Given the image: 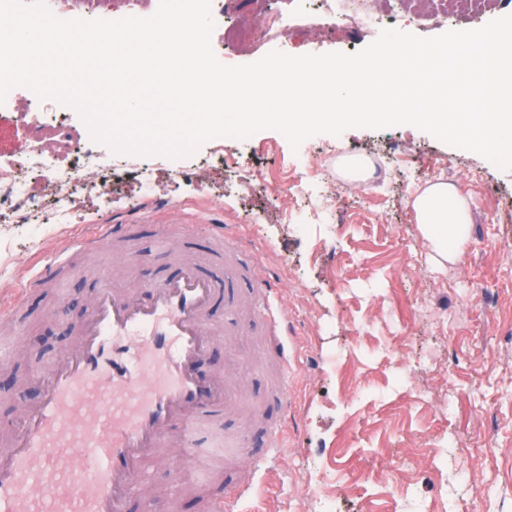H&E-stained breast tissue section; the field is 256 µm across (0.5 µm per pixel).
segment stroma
Listing matches in <instances>:
<instances>
[{
    "label": "stroma",
    "mask_w": 512,
    "mask_h": 512,
    "mask_svg": "<svg viewBox=\"0 0 512 512\" xmlns=\"http://www.w3.org/2000/svg\"><path fill=\"white\" fill-rule=\"evenodd\" d=\"M388 24L433 37L474 27L467 17L437 18L434 0H386ZM287 0H232L231 24L263 32ZM376 30L352 20L335 28L288 27L291 55L351 54L373 42ZM67 142L75 168L107 157L78 112L45 113ZM34 138L13 107L0 108V160L20 161ZM371 156L377 169L365 182L338 172L341 156ZM319 175L306 178V164ZM448 165L471 203L469 241L459 262L441 272L425 261L410 195ZM111 195L85 198L74 223H52L48 213L17 224L0 209V294H10L93 224H139L138 255L121 263L109 251L77 252L75 275L56 288L26 297L20 318L0 324L13 347L0 369V433L18 419L47 365L70 340L63 320L81 315L101 283L147 296L148 282L171 268L152 225L196 227L192 251L205 258L211 225L231 224L260 259L259 270L281 288L293 344L287 412L269 406L265 392L280 371L268 340L243 308L217 307L212 322L244 324L241 335L216 338L203 362L220 372L240 362L247 395L239 409L214 418L216 430L235 436L256 455L267 424L281 421L287 446L275 472L262 474L255 497L240 512H313L316 494L336 497V512H391L394 500L416 494L441 501L456 481L449 464L424 456L440 440L472 442V486L466 512H512V169L440 142L411 125L319 134L291 149L278 131L245 140H211L193 154L171 159L141 156L114 162ZM376 287V296L364 295ZM431 304L439 321L421 319ZM371 318L368 331L358 330ZM408 366L412 385L393 382L390 348ZM431 394L421 400L420 391ZM497 450L485 458L482 438Z\"/></svg>",
    "instance_id": "obj_1"
}]
</instances>
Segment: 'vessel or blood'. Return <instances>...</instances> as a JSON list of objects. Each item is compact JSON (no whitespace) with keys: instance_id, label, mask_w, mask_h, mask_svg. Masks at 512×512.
Listing matches in <instances>:
<instances>
[{"instance_id":"vessel-or-blood-1","label":"vessel or blood","mask_w":512,"mask_h":512,"mask_svg":"<svg viewBox=\"0 0 512 512\" xmlns=\"http://www.w3.org/2000/svg\"><path fill=\"white\" fill-rule=\"evenodd\" d=\"M138 233V225L112 224L77 246L98 251ZM156 235L181 250L193 240L187 224L157 225ZM212 250L223 279L184 259L151 283L147 299L104 285L80 322L69 323L74 346L56 356L35 403L0 436V512H126L148 490V463L169 448L177 451L176 467L193 471L216 445L200 435V424L231 412L244 396L232 371H199L215 338L208 320L216 300L247 297L274 356L287 362L288 316L244 238L215 225ZM67 258L60 249L26 290L0 304V319L13 318L27 290L56 280ZM224 455L239 466L210 495L206 512H236L263 470V460L240 456L238 446H225Z\"/></svg>"}]
</instances>
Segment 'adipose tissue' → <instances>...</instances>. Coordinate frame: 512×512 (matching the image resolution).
I'll return each instance as SVG.
<instances>
[{"label":"adipose tissue","instance_id":"adipose-tissue-1","mask_svg":"<svg viewBox=\"0 0 512 512\" xmlns=\"http://www.w3.org/2000/svg\"><path fill=\"white\" fill-rule=\"evenodd\" d=\"M410 205L430 260L438 266L454 260L468 238L471 209L467 197L455 184L437 181L416 189Z\"/></svg>","mask_w":512,"mask_h":512}]
</instances>
